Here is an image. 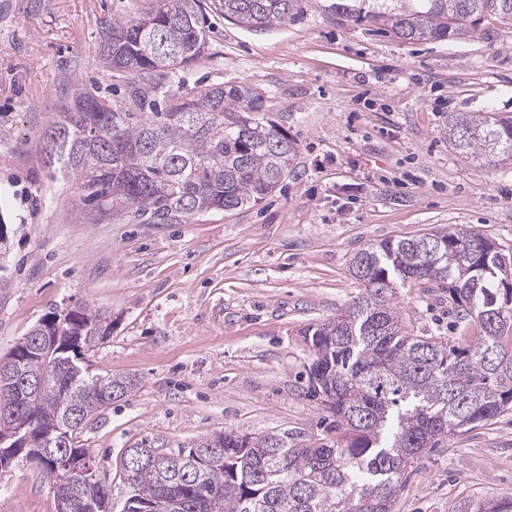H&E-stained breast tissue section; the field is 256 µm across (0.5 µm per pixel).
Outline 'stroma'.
<instances>
[{"label": "stroma", "instance_id": "1", "mask_svg": "<svg viewBox=\"0 0 512 512\" xmlns=\"http://www.w3.org/2000/svg\"><path fill=\"white\" fill-rule=\"evenodd\" d=\"M157 0H0V357L46 315L88 305L112 333L85 355L132 377L80 441L122 503L126 448L177 451L225 430H291L332 443L307 397L302 332L343 313L363 286L353 254L386 238L470 228L512 263V162H473L448 143L453 112L512 117V20L453 42L405 43L304 15L253 31L202 0L211 55L189 80L245 82L296 140L297 169L250 208L182 224L118 221L83 208L48 166L47 134L74 92L122 87L97 61L108 25ZM394 303L421 336L454 339L448 298L401 286ZM512 497V411L427 450L396 512H470ZM0 512H55L42 473L0 469Z\"/></svg>", "mask_w": 512, "mask_h": 512}]
</instances>
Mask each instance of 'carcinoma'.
Listing matches in <instances>:
<instances>
[{
	"mask_svg": "<svg viewBox=\"0 0 512 512\" xmlns=\"http://www.w3.org/2000/svg\"><path fill=\"white\" fill-rule=\"evenodd\" d=\"M200 0H161L144 15L112 26L99 48L102 67L125 79L110 101L78 91L62 105L48 137L53 158L82 199L106 216L154 224L257 204L295 169L299 147L264 114L263 96L244 82L180 75L206 56ZM224 17L249 29L279 26L303 12V0H223ZM336 20L376 28L403 42L448 41L479 30L488 16L512 18V0H323ZM448 143L475 160H512V119L457 113ZM503 257L471 230H436L383 239L359 249L351 271L364 292L345 312L311 324V390L336 416V443L315 445L286 430H234L161 453L145 441L138 464L124 456L120 512H394L414 464L443 440L512 409V288L500 287ZM406 283L448 291L472 335L448 342L419 336L391 304ZM107 312L80 307L68 323L41 319L0 363L19 380L42 382L29 399L0 405V460L24 456L40 469L68 512H112V490L83 474L95 465L78 444L75 414L95 410L93 394L119 400L135 380L82 367L60 374L54 360L75 361L111 333ZM31 336H58L47 358ZM27 431L15 436L11 412ZM217 454L222 462L209 464ZM67 470L54 472L56 458ZM472 512H512V500L478 501Z\"/></svg>",
	"mask_w": 512,
	"mask_h": 512,
	"instance_id": "carcinoma-1",
	"label": "carcinoma"
}]
</instances>
